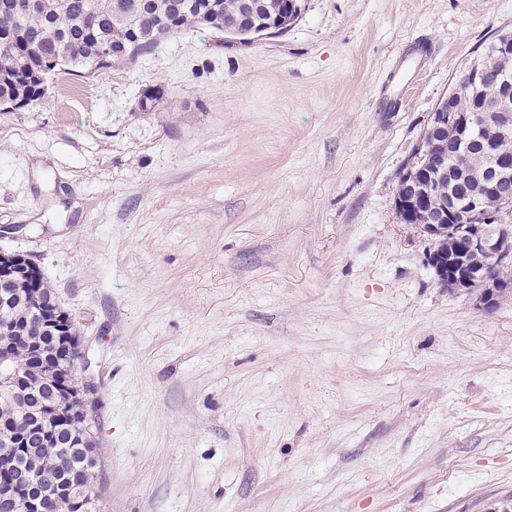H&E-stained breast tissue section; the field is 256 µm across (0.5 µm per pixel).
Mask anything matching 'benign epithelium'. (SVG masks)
Listing matches in <instances>:
<instances>
[{
  "mask_svg": "<svg viewBox=\"0 0 512 512\" xmlns=\"http://www.w3.org/2000/svg\"><path fill=\"white\" fill-rule=\"evenodd\" d=\"M484 77L482 70L471 72L466 88L455 87L444 98L448 108L438 106L430 113L413 157L399 176L394 210L399 223L415 228L429 241L427 262L440 286L466 293L476 289V305L491 312L512 299V281L497 274L500 267L512 264V196L503 195L494 204L489 201L512 178V87L502 86V93L486 112L464 114L454 108L459 94L477 93ZM483 123L494 125L497 131V138L486 146L491 165L483 190L462 201L448 196L443 222L418 219L420 207L441 196L440 175L424 169V158L443 145L441 139L448 130H456L463 138L471 127Z\"/></svg>",
  "mask_w": 512,
  "mask_h": 512,
  "instance_id": "benign-epithelium-1",
  "label": "benign epithelium"
}]
</instances>
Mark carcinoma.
Instances as JSON below:
<instances>
[{"mask_svg":"<svg viewBox=\"0 0 512 512\" xmlns=\"http://www.w3.org/2000/svg\"><path fill=\"white\" fill-rule=\"evenodd\" d=\"M239 0H38L37 8L20 15L0 6V99L28 106L44 97L47 75L73 68L99 69L113 63H131L162 37L207 25L242 41L255 34L236 28ZM258 20L279 15L288 18V0H261ZM480 64L490 83L512 81V57L484 50ZM495 128L473 130L461 149L476 164L489 165L479 155V144L494 137ZM456 158L448 159V174L441 177L443 189L466 196L470 181L455 173ZM3 267L21 268L7 292H0V325L12 333L0 336V356L10 363L0 365V452L8 451L9 466L0 469V494L11 492L24 501L43 497L50 487L46 474L33 471L46 449L68 459L70 469L57 477L75 482L84 458L75 447L76 435L91 430L89 420L69 417L72 408L95 406L89 394L66 386L67 378L83 358L76 329L56 303L53 286L24 255L0 260ZM60 345L66 355L47 369L29 373L16 383L21 395H10L13 369L26 366L35 346ZM88 494L77 487L70 494L54 497L49 512H91Z\"/></svg>","mask_w":512,"mask_h":512,"instance_id":"cac0c4a2","label":"carcinoma"}]
</instances>
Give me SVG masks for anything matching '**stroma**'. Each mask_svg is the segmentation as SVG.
<instances>
[{"label": "stroma", "instance_id": "35a3bbf8", "mask_svg": "<svg viewBox=\"0 0 512 512\" xmlns=\"http://www.w3.org/2000/svg\"><path fill=\"white\" fill-rule=\"evenodd\" d=\"M301 6L287 32L172 34L0 111V250L41 270L87 352L96 512L512 498V300L441 288L393 209L512 0ZM418 36L421 68L400 55Z\"/></svg>", "mask_w": 512, "mask_h": 512}]
</instances>
